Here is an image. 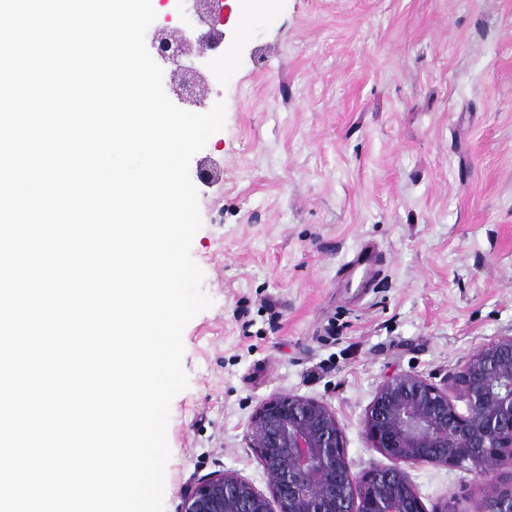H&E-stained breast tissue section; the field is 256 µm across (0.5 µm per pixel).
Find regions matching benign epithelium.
<instances>
[{
  "mask_svg": "<svg viewBox=\"0 0 512 512\" xmlns=\"http://www.w3.org/2000/svg\"><path fill=\"white\" fill-rule=\"evenodd\" d=\"M209 28L196 42L212 49L224 39L229 16L224 0H193ZM151 44L173 66V87L205 106L196 71L181 64L186 35L170 38L158 26ZM458 378L461 412L442 389L410 373L387 377L363 419L371 446L393 465L361 476L345 462V443L335 414L323 403L294 395L262 403L249 424L270 495L232 472H220L190 488L182 512H421L404 464L453 466L500 481L471 512H512V335L484 345L465 361Z\"/></svg>",
  "mask_w": 512,
  "mask_h": 512,
  "instance_id": "benign-epithelium-1",
  "label": "benign epithelium"
}]
</instances>
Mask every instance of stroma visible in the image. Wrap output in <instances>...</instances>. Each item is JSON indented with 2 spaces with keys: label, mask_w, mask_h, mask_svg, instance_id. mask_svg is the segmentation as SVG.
<instances>
[{
  "label": "stroma",
  "mask_w": 512,
  "mask_h": 512,
  "mask_svg": "<svg viewBox=\"0 0 512 512\" xmlns=\"http://www.w3.org/2000/svg\"><path fill=\"white\" fill-rule=\"evenodd\" d=\"M182 59L225 127L189 167L191 254L212 306L183 332L164 512L207 477L267 478L248 435L279 395L326 404L360 476L391 466L363 418L392 373L456 390L467 357L512 334V0H268ZM373 242L380 270H339ZM424 512H471L489 479L409 465Z\"/></svg>",
  "instance_id": "35a3bbf8"
}]
</instances>
